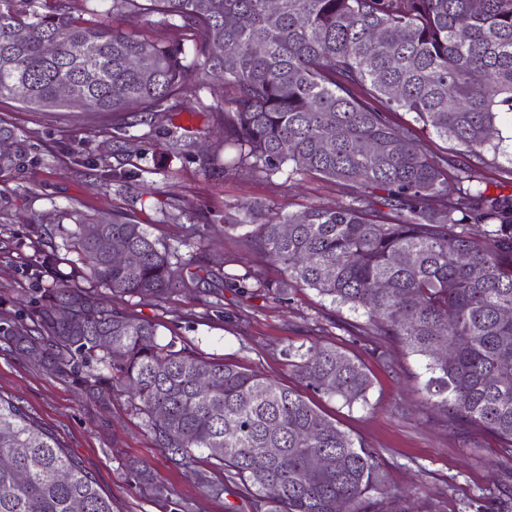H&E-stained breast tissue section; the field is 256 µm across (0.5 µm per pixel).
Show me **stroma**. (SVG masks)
Masks as SVG:
<instances>
[{"label":"stroma","mask_w":512,"mask_h":512,"mask_svg":"<svg viewBox=\"0 0 512 512\" xmlns=\"http://www.w3.org/2000/svg\"><path fill=\"white\" fill-rule=\"evenodd\" d=\"M156 14L136 20L108 15L113 28L130 31L145 41L165 40L180 45L194 58L199 34L189 28L162 27ZM221 84L189 96L187 104L158 113L151 124L130 128L125 144L113 139L109 116L20 108L0 101V125L14 129L43 158L40 166L0 170V316H13L16 298L30 283L18 268L38 261L30 248H17L29 225H50L56 211L75 199L86 202L89 213L136 216L152 237L191 252V227L161 223L167 204L190 207L202 216L207 238L206 262L215 272L206 291L172 294L150 304L133 296H114L115 307L153 321L162 339H175L207 359L223 360L293 388L301 383L288 357L312 340L336 346L359 360L373 379L367 401L351 407L327 396L309 399L368 450L386 472L388 489L401 493L404 512H504L501 474L512 467V456L487 434L462 439L450 432L436 412L424 407L427 379L422 359L409 355L392 340L362 336L363 311L332 303L308 288L290 289L278 298L256 291L241 293L221 283L224 271L252 270L267 279L282 276L280 265L248 249L244 239L252 226L243 204L266 212H297L310 206L331 208L346 200L342 186L313 174L286 179L266 177L240 164L233 147L224 143V127L214 110L229 101ZM179 130L172 144L165 129ZM493 143L496 158L480 171L493 191H512V115L500 114ZM112 167L140 168L130 192L94 182L73 156ZM0 395L8 396L28 415L51 431L75 456L112 500L114 512H167L162 503L132 485L125 461L148 465L170 489L173 500L189 512H254L250 499L222 471L213 480L224 482L216 498L183 470L163 457L142 419L122 400L101 409L75 385L54 377L32 359L0 350Z\"/></svg>","instance_id":"stroma-1"}]
</instances>
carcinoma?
Segmentation results:
<instances>
[{
	"instance_id": "carcinoma-1",
	"label": "carcinoma",
	"mask_w": 512,
	"mask_h": 512,
	"mask_svg": "<svg viewBox=\"0 0 512 512\" xmlns=\"http://www.w3.org/2000/svg\"><path fill=\"white\" fill-rule=\"evenodd\" d=\"M112 12L158 14L201 37L186 62L182 48L148 42L100 21L74 17L65 0H0V99L39 110L97 112L120 134L135 118L180 104L202 75L232 90L217 111L224 141L241 163L268 177L288 170L351 189L335 208L263 216L250 248L282 267L271 282L246 272L224 280L278 295L309 288L367 315L359 332L388 336L426 360L424 404L464 438L494 436L512 453V193H492L476 164L491 145L495 119L512 112V0H111ZM465 24L468 36L457 29ZM56 42L48 55L44 44ZM94 41L93 56L74 44ZM220 45L223 53L212 54ZM138 59L141 65L130 66ZM62 84L77 87L62 98ZM414 114L477 163L448 165L426 143L390 123ZM377 150L367 152L363 144ZM42 163L15 130L0 126V168ZM137 173L102 169L119 190ZM79 200L56 214L52 252L21 269L36 296L26 311L0 319V346L33 357L53 375L79 383L107 406L123 399L142 418L167 461L191 471L213 495L224 486L194 468L198 455L238 480L261 512H381L378 457L356 444L298 391L224 361L206 360L157 324L118 309L101 293L161 303L198 289L213 275L203 241L184 257L131 217L88 215ZM180 224L197 214L162 211ZM483 227L480 239L468 227ZM135 251L134 266L111 262L108 239ZM68 304L81 321L58 319ZM442 343L452 357L438 355ZM306 388L350 407L372 379L344 351L314 341L294 353ZM269 448L278 452L270 454ZM129 481L153 498L169 488L146 466ZM276 484L279 493L266 494ZM0 512H113L94 477L49 432L0 395Z\"/></svg>"
}]
</instances>
